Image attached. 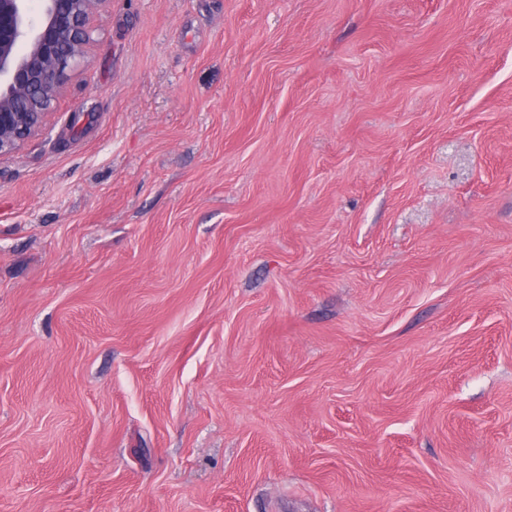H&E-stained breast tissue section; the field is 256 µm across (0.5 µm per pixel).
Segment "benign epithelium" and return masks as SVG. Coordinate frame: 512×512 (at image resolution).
Masks as SVG:
<instances>
[{"label": "benign epithelium", "mask_w": 512, "mask_h": 512, "mask_svg": "<svg viewBox=\"0 0 512 512\" xmlns=\"http://www.w3.org/2000/svg\"><path fill=\"white\" fill-rule=\"evenodd\" d=\"M0 0V156L41 134L109 0Z\"/></svg>", "instance_id": "7a95c632"}]
</instances>
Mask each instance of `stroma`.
I'll return each mask as SVG.
<instances>
[{
  "label": "stroma",
  "mask_w": 512,
  "mask_h": 512,
  "mask_svg": "<svg viewBox=\"0 0 512 512\" xmlns=\"http://www.w3.org/2000/svg\"><path fill=\"white\" fill-rule=\"evenodd\" d=\"M0 157V512H512V0H109Z\"/></svg>",
  "instance_id": "stroma-1"
}]
</instances>
